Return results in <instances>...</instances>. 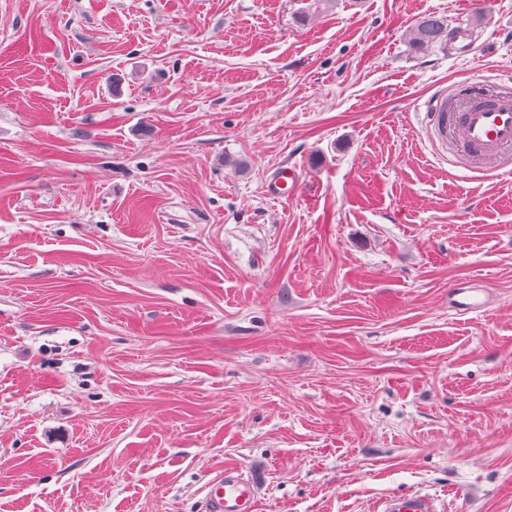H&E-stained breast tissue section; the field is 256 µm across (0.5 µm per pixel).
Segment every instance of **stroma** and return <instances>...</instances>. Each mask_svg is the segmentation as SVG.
<instances>
[{"mask_svg":"<svg viewBox=\"0 0 512 512\" xmlns=\"http://www.w3.org/2000/svg\"><path fill=\"white\" fill-rule=\"evenodd\" d=\"M301 7L0 0V512H205L229 465L258 512H512V172L420 112L512 75V0ZM408 43L414 49H425L448 39V20L443 17L422 18L408 34ZM300 174L297 168L281 169L268 183L266 191L275 199L288 198V195L299 185ZM488 295L489 293L485 288L457 287L451 290L449 301L459 313H474L486 307ZM439 500L427 493L393 496L384 501L380 512H444Z\"/></svg>","mask_w":512,"mask_h":512,"instance_id":"35a3bbf8","label":"stroma"}]
</instances>
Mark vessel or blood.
Returning a JSON list of instances; mask_svg holds the SVG:
<instances>
[{
	"instance_id": "1",
	"label": "vessel or blood",
	"mask_w": 512,
	"mask_h": 512,
	"mask_svg": "<svg viewBox=\"0 0 512 512\" xmlns=\"http://www.w3.org/2000/svg\"><path fill=\"white\" fill-rule=\"evenodd\" d=\"M457 85L436 90L427 106L425 132L428 139L443 151L462 146L469 154L482 158V175L501 170L512 171V92L485 96L472 95L464 107L449 111L448 105L458 94ZM297 168L281 169L268 183L267 193L283 199L299 185ZM449 301L460 313L483 310L488 292L483 288L457 287ZM262 482L260 473L243 475L238 467H225L206 487L207 512H257ZM381 512H444L435 496L414 493L387 499Z\"/></svg>"
}]
</instances>
